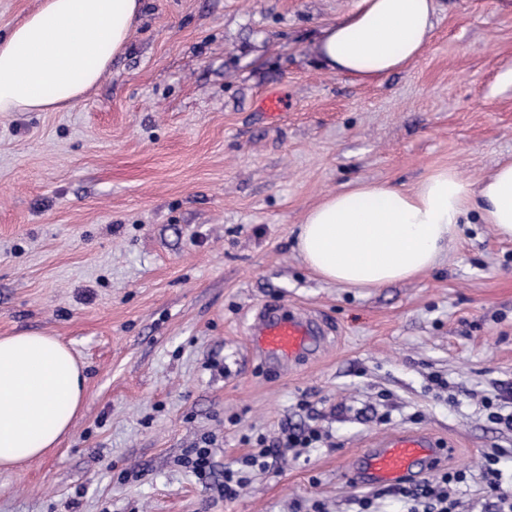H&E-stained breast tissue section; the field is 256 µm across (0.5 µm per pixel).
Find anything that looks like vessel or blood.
I'll return each instance as SVG.
<instances>
[{
	"label": "vessel or blood",
	"instance_id": "obj_1",
	"mask_svg": "<svg viewBox=\"0 0 512 512\" xmlns=\"http://www.w3.org/2000/svg\"><path fill=\"white\" fill-rule=\"evenodd\" d=\"M249 330L258 356L288 364L315 353L326 334L316 316L284 306L265 307L256 312ZM443 455V449L430 433L399 431L363 453L349 481L369 488L394 485L436 468Z\"/></svg>",
	"mask_w": 512,
	"mask_h": 512
}]
</instances>
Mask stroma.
I'll use <instances>...</instances> for the list:
<instances>
[{"mask_svg": "<svg viewBox=\"0 0 512 512\" xmlns=\"http://www.w3.org/2000/svg\"><path fill=\"white\" fill-rule=\"evenodd\" d=\"M352 0H141L128 47L76 106L0 112V336L56 337L84 404L57 448L0 471V512H352L359 455L433 433L458 512H487L485 452L512 429V242L463 224L411 280L361 292L296 250L324 195L408 189L448 165L469 182L512 160V12L437 0L434 37L361 84L313 46ZM288 101L259 109L263 95ZM316 315L324 348L280 366L251 349L257 308ZM320 428L227 501L225 465L257 438ZM211 441L207 482L181 466Z\"/></svg>", "mask_w": 512, "mask_h": 512, "instance_id": "obj_1", "label": "stroma"}]
</instances>
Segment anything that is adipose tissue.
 Here are the masks:
<instances>
[{
	"mask_svg": "<svg viewBox=\"0 0 512 512\" xmlns=\"http://www.w3.org/2000/svg\"><path fill=\"white\" fill-rule=\"evenodd\" d=\"M139 8L140 0H41L0 39V112L77 104L125 51ZM435 21L436 0H354L314 53L323 70L372 83L418 59ZM474 217L512 239V162L476 185L445 166L407 190L358 182L307 212L296 246L324 282L380 288L433 269ZM83 398L82 371L55 337H0V470L55 448Z\"/></svg>",
	"mask_w": 512,
	"mask_h": 512,
	"instance_id": "1",
	"label": "adipose tissue"
}]
</instances>
